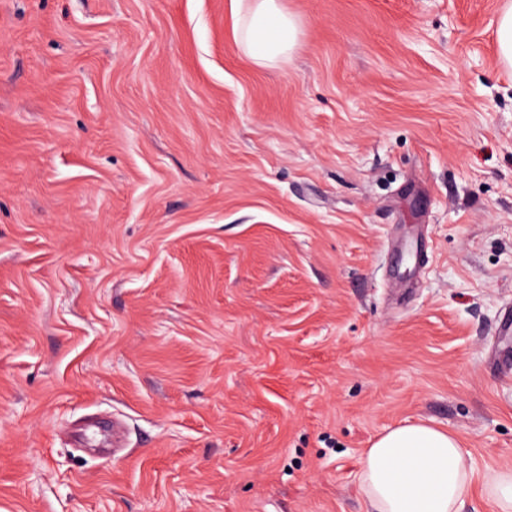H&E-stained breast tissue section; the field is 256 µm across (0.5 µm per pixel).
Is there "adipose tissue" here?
<instances>
[{
	"mask_svg": "<svg viewBox=\"0 0 512 512\" xmlns=\"http://www.w3.org/2000/svg\"><path fill=\"white\" fill-rule=\"evenodd\" d=\"M237 40L260 64L290 54L298 27L279 0H234ZM360 486L372 512H460L473 491L512 512V468L473 484V466L456 436L419 421L397 426L364 450Z\"/></svg>",
	"mask_w": 512,
	"mask_h": 512,
	"instance_id": "1",
	"label": "adipose tissue"
}]
</instances>
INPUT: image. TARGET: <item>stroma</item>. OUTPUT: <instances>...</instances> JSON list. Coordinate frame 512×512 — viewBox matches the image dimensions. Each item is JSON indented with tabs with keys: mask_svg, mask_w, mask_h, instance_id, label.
I'll return each instance as SVG.
<instances>
[{
	"mask_svg": "<svg viewBox=\"0 0 512 512\" xmlns=\"http://www.w3.org/2000/svg\"><path fill=\"white\" fill-rule=\"evenodd\" d=\"M0 0V512H371L397 425L512 467V0ZM499 366H492V358ZM235 2L236 39L259 64L290 54L296 44L298 27L280 0H232ZM247 2V4H245ZM497 42L501 60L512 66V7H509L499 19Z\"/></svg>",
	"mask_w": 512,
	"mask_h": 512,
	"instance_id": "35a3bbf8",
	"label": "stroma"
}]
</instances>
